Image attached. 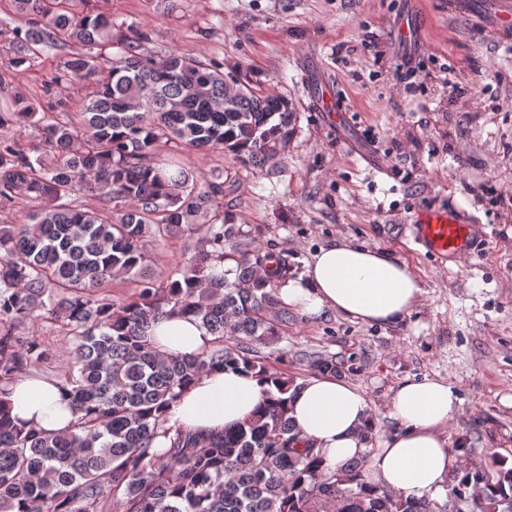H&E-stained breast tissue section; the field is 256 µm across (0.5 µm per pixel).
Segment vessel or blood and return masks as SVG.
I'll list each match as a JSON object with an SVG mask.
<instances>
[{
  "mask_svg": "<svg viewBox=\"0 0 512 512\" xmlns=\"http://www.w3.org/2000/svg\"><path fill=\"white\" fill-rule=\"evenodd\" d=\"M410 236L420 251L442 261H457L477 250L482 238L481 225L459 209L429 207L410 221Z\"/></svg>",
  "mask_w": 512,
  "mask_h": 512,
  "instance_id": "1",
  "label": "vessel or blood"
}]
</instances>
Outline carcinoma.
Masks as SVG:
<instances>
[{
	"mask_svg": "<svg viewBox=\"0 0 512 512\" xmlns=\"http://www.w3.org/2000/svg\"><path fill=\"white\" fill-rule=\"evenodd\" d=\"M14 66L29 68L70 43L52 78L66 88L91 80L80 112L54 117L24 100L0 107V128L38 126L39 142L0 138V204H33L22 224H0V394L21 374L50 363L41 338L18 327L66 322L71 365L62 386L77 423L46 434L15 426L0 399V512H441L425 497L367 483L366 458L331 471L302 443L288 418L295 380L259 356L288 323L271 282L288 260L266 253L233 257L224 240L235 224L207 225L214 250H200L158 281L144 243L196 229L220 188L198 191L178 164L159 166L162 144L229 153L261 168L291 141L288 100L177 51L140 52L144 36L115 34L112 14L90 0H14ZM117 52H112V49ZM90 191L107 208L86 210ZM233 265L215 272L214 257ZM133 277L139 291L116 302L106 287ZM201 320L214 336L199 354L161 353L148 330L165 308ZM242 368L272 380L260 409L221 433L168 437L164 409L203 373ZM496 457L450 478L456 512H512V467Z\"/></svg>",
	"mask_w": 512,
	"mask_h": 512,
	"instance_id": "1",
	"label": "carcinoma"
}]
</instances>
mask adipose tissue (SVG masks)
I'll list each match as a JSON object with an SVG mask.
<instances>
[{
	"instance_id": "ef3b65f1",
	"label": "adipose tissue",
	"mask_w": 512,
	"mask_h": 512,
	"mask_svg": "<svg viewBox=\"0 0 512 512\" xmlns=\"http://www.w3.org/2000/svg\"><path fill=\"white\" fill-rule=\"evenodd\" d=\"M423 293L422 282L403 262L350 242L321 248L309 263L305 279L283 282L279 288L281 301L301 313L332 310L353 320L384 325L409 315ZM150 337L162 353H201L213 341L200 319L181 315L154 320ZM263 391L258 378L234 370L203 374L172 405L167 425L174 432H220L250 416ZM5 400L19 426L57 432L76 421L54 379H19L8 387ZM459 405L455 389L447 382H406L391 399L390 415L401 428L374 450L364 437L371 421L369 401L345 380L325 375L302 381L289 416L300 438L319 449L326 467L334 469L363 456L369 483L419 496L441 490L448 476L462 468V459L448 438V422Z\"/></svg>"
}]
</instances>
